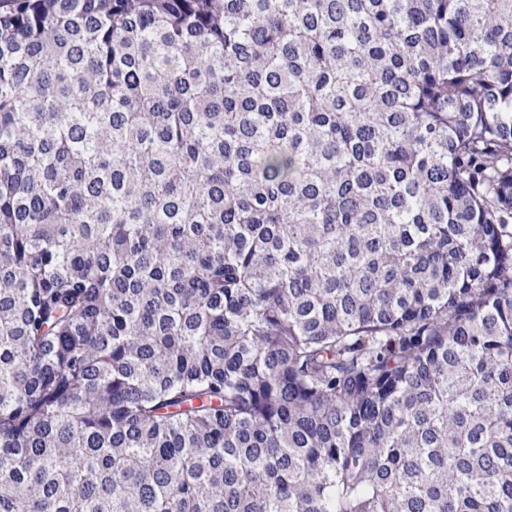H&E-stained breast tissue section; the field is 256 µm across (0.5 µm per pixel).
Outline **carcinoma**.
Listing matches in <instances>:
<instances>
[{
    "label": "carcinoma",
    "mask_w": 512,
    "mask_h": 512,
    "mask_svg": "<svg viewBox=\"0 0 512 512\" xmlns=\"http://www.w3.org/2000/svg\"><path fill=\"white\" fill-rule=\"evenodd\" d=\"M0 512H512V0H0Z\"/></svg>",
    "instance_id": "obj_1"
}]
</instances>
